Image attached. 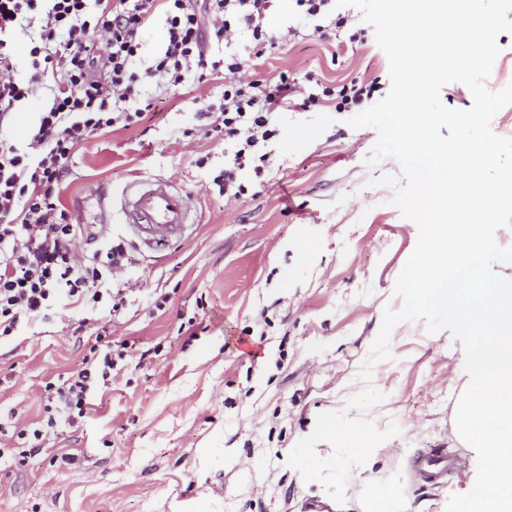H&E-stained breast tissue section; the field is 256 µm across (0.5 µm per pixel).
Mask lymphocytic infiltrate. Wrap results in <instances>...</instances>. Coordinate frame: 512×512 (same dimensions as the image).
Listing matches in <instances>:
<instances>
[{
	"label": "lymphocytic infiltrate",
	"instance_id": "f902f5d3",
	"mask_svg": "<svg viewBox=\"0 0 512 512\" xmlns=\"http://www.w3.org/2000/svg\"><path fill=\"white\" fill-rule=\"evenodd\" d=\"M279 0H0V123L13 118L45 77L57 80L49 105L24 138L0 136V340L24 324L47 319L58 307H90L106 318L119 315L126 292L114 287L129 261L125 241L81 255L85 229L61 209L59 196L72 158L89 137L113 127L139 125L154 101L143 83L158 76L168 86L186 77L223 73L224 94L198 112L207 137L224 143V166L212 183L225 200L247 193L246 175L262 177L277 138V108L287 106V78L248 80L250 62L277 48L266 27ZM164 15L166 36L147 70L136 68L143 37L156 15ZM39 24L26 46L30 76L17 79V32ZM252 37L248 57L213 59L212 42ZM124 351L108 349L84 357L51 395L56 400L34 438L55 434L84 417L89 400L108 386Z\"/></svg>",
	"mask_w": 512,
	"mask_h": 512
}]
</instances>
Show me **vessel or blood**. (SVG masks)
I'll list each match as a JSON object with an SVG mask.
<instances>
[{
  "label": "vessel or blood",
  "mask_w": 512,
  "mask_h": 512,
  "mask_svg": "<svg viewBox=\"0 0 512 512\" xmlns=\"http://www.w3.org/2000/svg\"><path fill=\"white\" fill-rule=\"evenodd\" d=\"M191 201V195L157 183L135 192L127 204L136 223L148 228L153 243L162 245L183 235ZM414 469L423 483L440 487L447 484L452 473V457L446 450L436 449L417 457Z\"/></svg>",
  "instance_id": "vessel-or-blood-1"
}]
</instances>
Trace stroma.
<instances>
[{
	"label": "stroma",
	"mask_w": 512,
	"mask_h": 512,
	"mask_svg": "<svg viewBox=\"0 0 512 512\" xmlns=\"http://www.w3.org/2000/svg\"><path fill=\"white\" fill-rule=\"evenodd\" d=\"M346 24L315 32L295 0H281L267 26L299 37L259 60V78L287 76L296 87L280 114L272 165L248 193L227 201L212 184L224 164L222 142L197 128L195 112L218 100L222 80L208 77L171 90L148 82L156 111L131 129L90 137L73 157L62 208L93 225L95 248L129 245L123 279L131 290L108 323L113 345L128 343L122 370L96 393L86 416L37 452H20L0 435V512H185L199 498L211 512H370L387 492L402 512H446L451 494L469 492L477 458L456 433L466 389L464 351L451 333L424 320L392 331L388 359L359 377L385 309L419 236L393 205L382 176L401 177L391 158L368 166L378 134L348 124L353 109L337 97L304 107L317 83L341 88L355 79L390 89L389 61L359 10ZM359 41H352V34ZM208 156L205 167L196 161ZM161 181L194 199L180 240L151 249L123 210L133 183ZM112 199L104 209L99 191ZM166 295L164 309L152 302ZM52 317L0 343V411L16 426L42 419L48 383L77 368L95 343V327L73 334ZM372 385L383 395L368 418L401 432L355 467L344 504L288 465L318 414L343 411ZM436 448L460 466L442 487L415 482L414 458Z\"/></svg>",
	"instance_id": "35a3bbf8"
}]
</instances>
